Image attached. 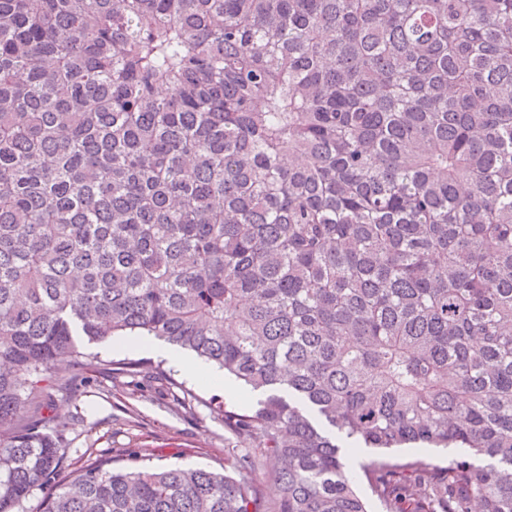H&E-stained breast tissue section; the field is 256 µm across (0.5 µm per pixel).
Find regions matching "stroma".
<instances>
[{
	"label": "stroma",
	"mask_w": 512,
	"mask_h": 512,
	"mask_svg": "<svg viewBox=\"0 0 512 512\" xmlns=\"http://www.w3.org/2000/svg\"><path fill=\"white\" fill-rule=\"evenodd\" d=\"M84 350L97 363L96 370L66 368V381L45 382L43 415L51 424L65 426L70 446L67 463L97 455H121L135 449L143 466L176 465L223 471L226 462L248 457L259 472L275 469L274 458L260 449L241 446L224 427L214 407L223 402L226 409L249 412L256 408L259 393L234 377L217 374L203 383L184 374L162 354L125 350L117 342L85 344ZM132 359L145 362L135 375H113L110 361ZM165 370L158 379L153 367ZM461 448H360L348 456V472L369 512L383 507L363 478L361 467L373 460L407 463L422 460L436 467L449 459L464 456Z\"/></svg>",
	"instance_id": "1"
}]
</instances>
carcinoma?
<instances>
[{
    "label": "carcinoma",
    "mask_w": 512,
    "mask_h": 512,
    "mask_svg": "<svg viewBox=\"0 0 512 512\" xmlns=\"http://www.w3.org/2000/svg\"><path fill=\"white\" fill-rule=\"evenodd\" d=\"M155 336L279 495L64 466L83 344ZM512 512V0H0V512ZM466 454L467 451L464 448H448L446 451L442 448L377 449L362 446L356 454L347 457L348 472L357 492L366 502L367 509L370 512H382L383 506L363 478L361 470L363 464L371 460H383L399 464L422 460L436 467H445L448 465V459L465 456Z\"/></svg>",
    "instance_id": "obj_1"
}]
</instances>
